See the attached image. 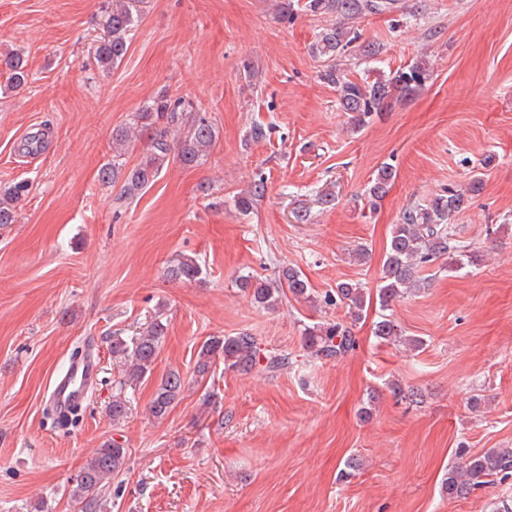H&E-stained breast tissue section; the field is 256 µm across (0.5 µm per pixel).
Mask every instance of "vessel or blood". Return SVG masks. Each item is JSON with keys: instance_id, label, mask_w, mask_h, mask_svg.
<instances>
[{"instance_id": "b4317fda", "label": "vessel or blood", "mask_w": 512, "mask_h": 512, "mask_svg": "<svg viewBox=\"0 0 512 512\" xmlns=\"http://www.w3.org/2000/svg\"><path fill=\"white\" fill-rule=\"evenodd\" d=\"M97 371L98 359L88 353L69 357L63 369L55 375L50 399L59 422H66L74 411L87 403Z\"/></svg>"}]
</instances>
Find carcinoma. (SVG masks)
<instances>
[{
    "label": "carcinoma",
    "mask_w": 512,
    "mask_h": 512,
    "mask_svg": "<svg viewBox=\"0 0 512 512\" xmlns=\"http://www.w3.org/2000/svg\"><path fill=\"white\" fill-rule=\"evenodd\" d=\"M398 0H305L303 11L313 15H332L336 22L323 27L309 44L311 56L327 62L319 72L320 79L335 87L341 111L349 115L351 125L359 129L366 125L375 112L389 107L394 101L412 97L426 87L430 78L428 63L416 60L404 68L382 74L370 81L352 79L346 70L338 67L337 56L358 38L354 23L368 15L381 14L397 7ZM146 0H112L103 15L104 35L98 40L94 59L103 70L118 66L127 54L134 28L144 13ZM0 70L7 74V88L19 90L28 84L27 60L17 51L0 56ZM192 105L182 97L175 99L160 95L145 104L137 113L132 132L127 126L112 130V161L104 164L98 173L99 181L108 185L122 183L120 198L137 196L154 182L170 163L192 166L210 149L216 139L214 125L205 118H195L184 123L183 114ZM147 134L149 148L142 160L133 168H126V148L134 134ZM176 137L178 148L171 146L170 137ZM395 177L389 165L381 166L368 187L371 206L387 193ZM28 190L25 183H17L0 194V228L16 223L17 202ZM265 191L264 182L254 184L234 196L233 203L239 214L246 216L253 209L257 197ZM469 197L465 193L448 190L434 196L426 204L407 207L395 225L389 248L381 269L376 298L357 283L340 282L333 294H326L323 302L345 311L343 318L332 322H318L303 328L304 347L319 360L340 361L356 347L354 327L370 306L378 305V319L373 324L374 335L389 344L402 340L400 326L388 314L392 303L423 284L421 272L440 257L456 255L467 258V263L478 265L483 255L469 249V245L456 239L450 224L451 216L465 210ZM166 276L173 281L195 282L203 277V269L196 258L178 256L169 261ZM237 287L261 308H273L283 295L295 299L314 301L312 289L301 271L284 268L271 279L252 280L242 276ZM167 324L158 313L141 328L131 342L117 337L110 346L112 358L122 364V375L112 396V420L124 417L128 409L124 388L130 382L140 381L151 374L166 336ZM223 359L228 368L241 374L250 373L257 365L274 373L288 364V357L276 352L265 353L255 337L248 333L236 336H212L205 340L198 351L196 372L205 377L214 359ZM184 380L175 370L168 371L158 384L149 410L153 417H165L180 401ZM126 448L112 439L104 442L86 460L71 490V499L81 506L80 512H97L103 491L112 478L123 470ZM512 480V448H490L484 452L461 456L448 469L441 484V491L448 499L465 498L473 492L495 483Z\"/></svg>",
    "instance_id": "obj_1"
}]
</instances>
